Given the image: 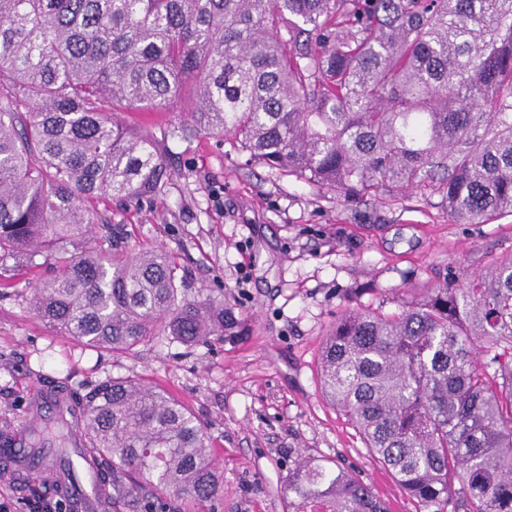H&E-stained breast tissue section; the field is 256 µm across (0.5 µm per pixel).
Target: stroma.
Listing matches in <instances>:
<instances>
[{"instance_id": "obj_1", "label": "stroma", "mask_w": 512, "mask_h": 512, "mask_svg": "<svg viewBox=\"0 0 512 512\" xmlns=\"http://www.w3.org/2000/svg\"><path fill=\"white\" fill-rule=\"evenodd\" d=\"M193 99L121 121L167 138L169 179L133 207L99 198L85 241L121 225L126 249H164L187 298L223 296L236 335L186 348L148 342L130 353L88 350L41 321L29 300L53 273L42 264L0 290V464L23 433L31 392L78 400L117 377L161 388L207 432L224 484L216 512H288V476L302 457L339 465L369 484L388 512H420L326 398L319 359L352 308L400 310L447 274L461 279L512 252V215L484 224L449 218L439 196L344 200L336 191L248 161L234 137L195 134Z\"/></svg>"}]
</instances>
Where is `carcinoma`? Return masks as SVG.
Returning a JSON list of instances; mask_svg holds the SVG:
<instances>
[{"mask_svg": "<svg viewBox=\"0 0 512 512\" xmlns=\"http://www.w3.org/2000/svg\"><path fill=\"white\" fill-rule=\"evenodd\" d=\"M188 86L193 131L231 135L272 169L346 198L430 191L459 224L512 214V0H0V284L54 261L33 309L87 347L234 332L224 300L180 295L164 252L80 246L94 200L137 205L164 187L166 140L112 113L161 112ZM320 374L423 512H512V254L397 313L346 312ZM82 402L128 512L218 500L209 437L165 391L114 378ZM32 436L46 468L57 454ZM288 499L388 512L313 457Z\"/></svg>", "mask_w": 512, "mask_h": 512, "instance_id": "1", "label": "carcinoma"}]
</instances>
